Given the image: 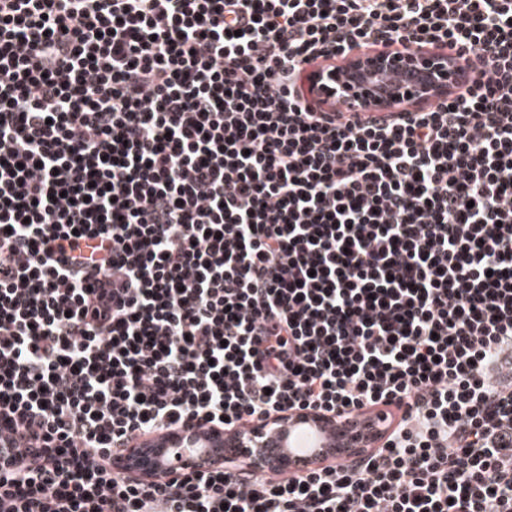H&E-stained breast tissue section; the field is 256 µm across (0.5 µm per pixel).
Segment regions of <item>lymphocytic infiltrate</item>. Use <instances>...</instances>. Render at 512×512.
<instances>
[{"label": "lymphocytic infiltrate", "instance_id": "lymphocytic-infiltrate-1", "mask_svg": "<svg viewBox=\"0 0 512 512\" xmlns=\"http://www.w3.org/2000/svg\"><path fill=\"white\" fill-rule=\"evenodd\" d=\"M373 48L471 76L305 97ZM379 405L308 474L112 466ZM0 512H512V0H0ZM374 51H357L355 56H366L371 55ZM353 56V57H355ZM353 57H347L345 59H336V60H318L314 65L310 66L311 70H326L329 67H336L338 71V75L342 80H347L351 78L355 74V70L352 66ZM310 70V71H311ZM363 68L373 67L376 69H404V70H425L427 79L419 86L402 87L398 90L394 99L396 101L406 100L421 95L427 96L438 94L442 91H448L453 96L460 87V84L454 83L448 86L454 72H460L466 69V62L459 58H429L422 53H411L403 55H394L381 53L380 56L362 59ZM448 86V89L446 88ZM314 80L318 82V86L326 97L336 94V98L345 100L353 111L389 112L392 110L388 104H381L373 100L372 91L366 84L360 82L341 83L336 78V87H334L331 85L334 83L332 75L328 72L317 74ZM343 100L331 99L323 107L327 110L347 112L348 106ZM255 424L248 423L232 430H218L221 436L214 435L209 426L194 428L189 432L175 430H158L142 437L134 448L125 452V457L143 459L146 464L130 468L124 473L131 474L146 481L165 480L176 474L188 473L181 462L194 459L202 468L217 469L224 466V457H230L236 448H228L225 438L248 432ZM172 434L178 437L173 438Z\"/></svg>", "mask_w": 512, "mask_h": 512}]
</instances>
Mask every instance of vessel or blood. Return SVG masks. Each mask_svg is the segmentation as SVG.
Returning <instances> with one entry per match:
<instances>
[{"label": "vessel or blood", "instance_id": "b4317fda", "mask_svg": "<svg viewBox=\"0 0 512 512\" xmlns=\"http://www.w3.org/2000/svg\"><path fill=\"white\" fill-rule=\"evenodd\" d=\"M400 416L397 410L384 414L379 406L336 417L312 410L290 412L270 433L267 446L261 451L265 462L255 473L275 480L283 475L278 465L282 459L292 461V474L301 475L374 453ZM129 454L139 461L131 468V475L159 481L182 473L181 463L189 458L204 468L223 467L233 451L223 437L215 436L212 428L204 426L176 436L168 430L152 432L142 437Z\"/></svg>", "mask_w": 512, "mask_h": 512}]
</instances>
